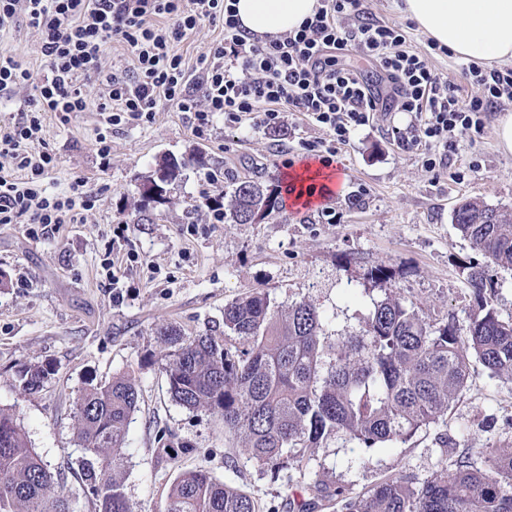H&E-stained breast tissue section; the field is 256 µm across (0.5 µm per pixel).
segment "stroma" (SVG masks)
<instances>
[{"instance_id":"35a3bbf8","label":"stroma","mask_w":512,"mask_h":512,"mask_svg":"<svg viewBox=\"0 0 512 512\" xmlns=\"http://www.w3.org/2000/svg\"><path fill=\"white\" fill-rule=\"evenodd\" d=\"M5 45L43 74L36 29L19 22ZM499 118L489 113L482 133L461 142L450 169L433 174L418 153L391 138L404 114L377 113L342 149L344 179L319 204H287L257 224H213L205 199L244 180L280 182L287 167L307 160L302 142L326 137V130L296 112L273 129L228 126L219 114L200 139L191 113L167 105L151 121L114 130L93 106L65 124L46 113L37 148L57 157L50 191H67L80 178L100 199L79 223L49 237L29 234L23 224L0 225V408L14 413L32 447L79 493L76 398L87 385L137 364L140 402L124 483L133 512H156L178 472L197 466L276 512H288L289 497L320 476L355 495L390 473L419 484L437 470L455 471L462 459L485 469L491 453L512 452V382L491 377L480 364H472L444 423L368 454L341 436L315 449L302 469L275 474L230 450L219 415L173 401L151 353L163 326L193 336L222 334L225 304L255 289L283 309L301 299L312 303L329 330L342 334L358 330L371 299L387 291L466 326L474 297L464 268L481 257L452 215L466 199L512 207V152L499 144ZM105 130L111 152L104 162L96 138ZM194 150L205 152L206 166L184 171L170 204L157 206V223H138L139 183L160 156ZM120 224L126 231L119 238ZM116 256L123 264L111 276L105 262ZM376 266L386 268L385 281L368 279ZM37 364L49 366L50 375L38 392L22 393L20 372ZM167 431L174 439L166 453L158 437Z\"/></svg>"}]
</instances>
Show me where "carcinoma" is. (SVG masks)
I'll list each match as a JSON object with an SVG mask.
<instances>
[{"label": "carcinoma", "mask_w": 512, "mask_h": 512, "mask_svg": "<svg viewBox=\"0 0 512 512\" xmlns=\"http://www.w3.org/2000/svg\"><path fill=\"white\" fill-rule=\"evenodd\" d=\"M281 202L276 188L241 181L224 221L247 224ZM453 223L484 262L468 265L477 306L464 329L426 316L388 292L371 299L360 329L331 338L326 318L301 300L282 311L255 291L224 305V335L186 336L160 329L157 359L168 392L190 411L217 414L224 440L260 466L302 467L309 452L344 435L362 448L403 443L419 429L445 421L472 361L491 376L512 380V320L488 303L493 272L512 271V210L465 201ZM136 369L82 389L75 401L82 448L83 492L92 512H131L124 492L126 443L139 408ZM43 365L21 375V389L38 391ZM489 470L461 465L434 472L421 485L401 475L350 496L318 478L309 498H336L341 512H512V452L492 455ZM79 497L54 475L16 418L0 409V512H81ZM159 512H263L248 493L203 467L180 472Z\"/></svg>", "instance_id": "obj_1"}]
</instances>
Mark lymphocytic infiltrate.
Returning a JSON list of instances; mask_svg holds the SVG:
<instances>
[{"label": "lymphocytic infiltrate", "instance_id": "lymphocytic-infiltrate-1", "mask_svg": "<svg viewBox=\"0 0 512 512\" xmlns=\"http://www.w3.org/2000/svg\"><path fill=\"white\" fill-rule=\"evenodd\" d=\"M235 0H0V37L19 18L40 34L46 72L34 78L8 49L0 50V96L30 89L26 109L0 127V157L12 169L0 173V224H36L50 234L77 223L95 207L98 193L75 181L69 193L48 190L56 157L34 150L44 134V115L61 121L96 105L113 127L152 120L169 105L194 115L193 132L206 137L215 115L225 124L280 125L283 113L303 112L327 132L304 142V150L332 162L341 145L369 125L384 95L337 54L356 50L372 59L388 81L394 108L408 117L392 137L403 150H418L430 172L447 168L460 142L481 134L484 118L512 102V68L465 65L479 94L463 97L458 85L441 79L425 54L410 45L407 31L373 16L363 0H318L314 15L295 31L260 38L247 32ZM222 22L224 36L196 61L189 81L176 48L202 21ZM122 42L134 64L101 75V91L89 99L79 76L99 73L111 41Z\"/></svg>", "mask_w": 512, "mask_h": 512}]
</instances>
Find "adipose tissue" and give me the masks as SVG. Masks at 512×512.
I'll list each match as a JSON object with an SVG mask.
<instances>
[{
	"label": "adipose tissue",
	"instance_id": "obj_1",
	"mask_svg": "<svg viewBox=\"0 0 512 512\" xmlns=\"http://www.w3.org/2000/svg\"><path fill=\"white\" fill-rule=\"evenodd\" d=\"M317 0H236L242 26L257 36L298 29ZM404 14L455 56L512 62V0H404Z\"/></svg>",
	"mask_w": 512,
	"mask_h": 512
}]
</instances>
